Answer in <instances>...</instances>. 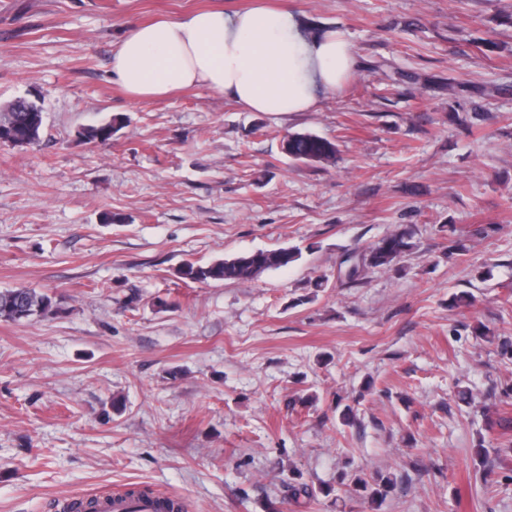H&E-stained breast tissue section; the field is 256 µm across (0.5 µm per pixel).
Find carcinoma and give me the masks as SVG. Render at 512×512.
Returning a JSON list of instances; mask_svg holds the SVG:
<instances>
[{
    "label": "carcinoma",
    "mask_w": 512,
    "mask_h": 512,
    "mask_svg": "<svg viewBox=\"0 0 512 512\" xmlns=\"http://www.w3.org/2000/svg\"><path fill=\"white\" fill-rule=\"evenodd\" d=\"M469 97L487 99L500 92V88L490 84H471L465 86ZM122 119L114 118L109 122L90 126L81 132L90 143L105 144ZM43 128V112L35 105H26L13 101L4 111H0V130L12 136L14 140L27 142L29 146L39 143ZM287 154L290 158L304 162L330 161L336 158V143L313 133H290L284 138ZM412 247L411 234L407 231L395 232L382 238L375 246L360 253L347 255L340 263L345 276L351 281L361 279L367 270L387 267L399 260ZM298 259V252L289 248L258 251L216 261L209 265L195 263L184 264L179 273L193 282L238 281L258 276L269 269L286 267ZM61 307L54 296L35 288H15L0 290V319L23 323L53 318L60 313ZM394 485V479L386 476L381 483L370 484L363 475H356L346 492L359 497L385 499L387 489Z\"/></svg>",
    "instance_id": "1"
}]
</instances>
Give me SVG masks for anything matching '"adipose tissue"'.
<instances>
[{"mask_svg": "<svg viewBox=\"0 0 512 512\" xmlns=\"http://www.w3.org/2000/svg\"><path fill=\"white\" fill-rule=\"evenodd\" d=\"M353 65L342 33L314 30L285 2L139 24L112 56V71L133 98L204 86L254 112L314 111Z\"/></svg>", "mask_w": 512, "mask_h": 512, "instance_id": "adipose-tissue-1", "label": "adipose tissue"}]
</instances>
